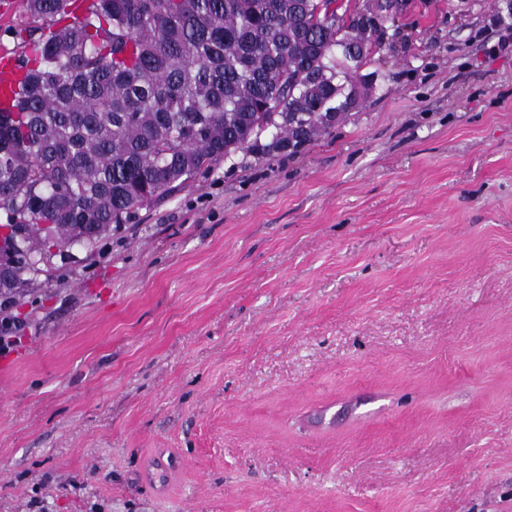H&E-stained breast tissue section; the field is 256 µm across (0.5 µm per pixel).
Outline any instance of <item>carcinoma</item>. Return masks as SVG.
<instances>
[{"label":"carcinoma","mask_w":512,"mask_h":512,"mask_svg":"<svg viewBox=\"0 0 512 512\" xmlns=\"http://www.w3.org/2000/svg\"><path fill=\"white\" fill-rule=\"evenodd\" d=\"M26 0L14 101L0 107L1 228L18 267L140 221L238 155L296 154L370 97L385 30L336 0Z\"/></svg>","instance_id":"obj_1"}]
</instances>
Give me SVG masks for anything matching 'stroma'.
I'll list each match as a JSON object with an SVG mask.
<instances>
[{"instance_id": "35a3bbf8", "label": "stroma", "mask_w": 512, "mask_h": 512, "mask_svg": "<svg viewBox=\"0 0 512 512\" xmlns=\"http://www.w3.org/2000/svg\"><path fill=\"white\" fill-rule=\"evenodd\" d=\"M413 0L377 90L49 259L0 353V512H512V52ZM25 0H0L24 51Z\"/></svg>"}]
</instances>
